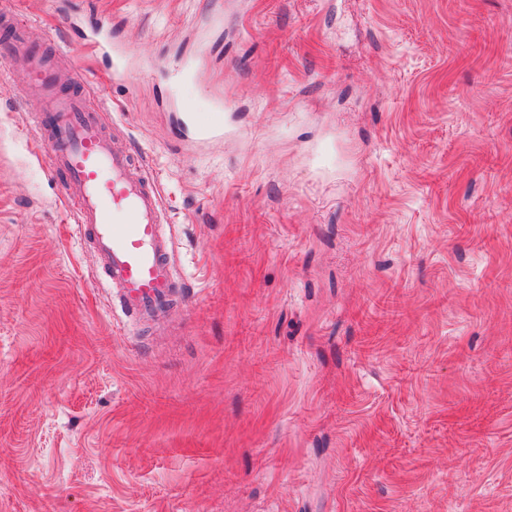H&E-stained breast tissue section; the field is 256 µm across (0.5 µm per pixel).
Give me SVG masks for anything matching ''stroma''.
Instances as JSON below:
<instances>
[{
	"label": "stroma",
	"instance_id": "35a3bbf8",
	"mask_svg": "<svg viewBox=\"0 0 512 512\" xmlns=\"http://www.w3.org/2000/svg\"><path fill=\"white\" fill-rule=\"evenodd\" d=\"M0 1L142 156L179 288L113 306L1 62L0 512H512V0ZM190 117L197 135L202 140L220 135L224 131V108L222 104H217L210 112H205L202 116L192 112Z\"/></svg>",
	"mask_w": 512,
	"mask_h": 512
}]
</instances>
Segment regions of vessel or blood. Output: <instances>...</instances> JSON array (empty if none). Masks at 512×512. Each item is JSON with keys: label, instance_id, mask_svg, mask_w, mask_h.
Wrapping results in <instances>:
<instances>
[{"label": "vessel or blood", "instance_id": "b4317fda", "mask_svg": "<svg viewBox=\"0 0 512 512\" xmlns=\"http://www.w3.org/2000/svg\"><path fill=\"white\" fill-rule=\"evenodd\" d=\"M0 27L12 33L8 54L22 55L21 102L36 99L34 146L49 145L53 171L65 180L81 240L94 248L100 268L130 315L150 318L168 306L177 282L172 246L162 231L161 199L132 152L113 143L100 109L72 91L79 74L62 79L53 61L31 50L25 23L0 10ZM206 140L224 131V108L192 115Z\"/></svg>", "mask_w": 512, "mask_h": 512}]
</instances>
